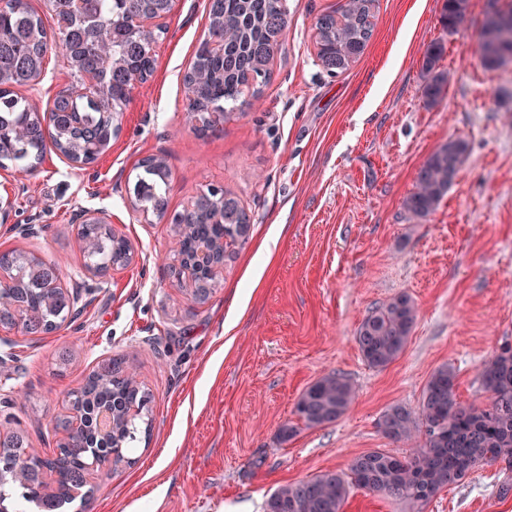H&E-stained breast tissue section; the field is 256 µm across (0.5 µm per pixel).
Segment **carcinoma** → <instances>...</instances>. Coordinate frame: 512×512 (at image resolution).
<instances>
[{
  "instance_id": "1",
  "label": "carcinoma",
  "mask_w": 512,
  "mask_h": 512,
  "mask_svg": "<svg viewBox=\"0 0 512 512\" xmlns=\"http://www.w3.org/2000/svg\"><path fill=\"white\" fill-rule=\"evenodd\" d=\"M376 0H344L340 8L319 17L316 44L322 67L331 74L347 71L365 52L374 31ZM224 17V28L209 27L208 36L195 52L194 60L206 72L198 96L205 107L192 111L197 130L207 134L224 112V105L237 106L245 96L259 98L270 79L269 64L277 54L288 25L282 0H217L211 5ZM467 10V0H444L443 27L454 30ZM54 13L57 38L50 40L42 19L28 6L0 11V72L8 80L0 82V162L25 167L28 159L40 160L46 149L42 127L32 125L30 134L17 140L15 128L33 121L27 100L13 90L32 81V73L44 65L48 51L62 54L72 68L75 86L67 99L54 105L50 126L86 144V161L98 157V146L116 135L112 119L101 115L102 108L84 94L87 75H103L93 39L98 28L120 26L147 14L170 11L168 0H82L72 9ZM165 30L155 31L148 40L116 37L112 52L122 65L109 71L111 99L121 101L131 76L153 72V48ZM482 63L497 68L512 62V4L506 7L491 0V8L478 35ZM445 52L441 41L431 43L424 55L423 93L430 104L440 102L448 85V74L440 69ZM466 140L454 137L437 147L418 169L414 190L405 198L404 209L414 218L429 216L454 184L469 155ZM136 184L145 189L139 206L143 210L165 213L169 193L168 175L147 159L139 163ZM188 233L173 261L194 257L209 240L224 237L236 244L249 238L251 219L239 199L224 193V221H219L209 205L203 203L189 212ZM126 255L124 244L107 238L99 261L105 265ZM29 307L42 308L46 295L34 288L20 291L1 288ZM413 299L399 293L375 307L361 322L355 340L358 350L374 369L393 363L404 351L416 323ZM114 372L104 380L91 373L77 389L84 414L97 412L101 402L112 400L119 423L112 430L113 465L123 462V448L137 441L135 420L139 413L127 414L140 400L150 399L133 374L113 363ZM482 391L488 394L484 405H463L456 399L453 368L443 365L428 379L418 413L401 405L386 409L377 422L379 431L393 441H415V447L399 456L381 449L355 457L348 472L326 471L311 478L278 488L265 501L264 512H343L351 489L382 494L404 503L410 512H424L444 489L461 482L476 467L505 463L512 469V346L505 345L487 360L479 372ZM355 399L351 382L338 374H328L310 385L300 396L295 414L307 428L336 422ZM47 475L60 494L49 505L51 512L72 500L71 487L91 474L82 449L59 447L42 459Z\"/></svg>"
}]
</instances>
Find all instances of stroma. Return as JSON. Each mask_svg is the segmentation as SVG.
<instances>
[{
    "instance_id": "stroma-1",
    "label": "stroma",
    "mask_w": 512,
    "mask_h": 512,
    "mask_svg": "<svg viewBox=\"0 0 512 512\" xmlns=\"http://www.w3.org/2000/svg\"><path fill=\"white\" fill-rule=\"evenodd\" d=\"M340 2L284 0L269 84L203 137L187 117L183 73L208 34V0H175L155 71L135 85L95 163L75 169L50 146L21 180L0 167V196L12 200L0 252L57 265L88 302L77 323L0 343V430L51 453L66 396L110 358L151 394L149 438L75 492L67 512H264L283 485L347 470L373 449L407 453L377 421L395 404L418 410L444 364L458 402L486 404L480 369L512 344V65L490 69L479 57L486 0H468L451 32L442 0H378L365 54L329 75L314 24ZM436 40L449 80L432 106L422 61ZM72 84L67 61L50 55L41 79L16 92L46 105ZM451 137L469 142L468 160L436 210L413 218L403 200L415 173ZM153 154L170 171L168 212L218 185L251 217L206 300L173 278L168 224L130 206L138 164ZM98 210L134 248L125 270L88 266L77 226ZM16 224L41 230L22 237ZM401 292L417 307L411 336L394 363L370 368L356 330ZM329 373L353 384L349 410L281 442L303 391ZM502 478L501 465L478 467L425 512H512V496H497Z\"/></svg>"
}]
</instances>
